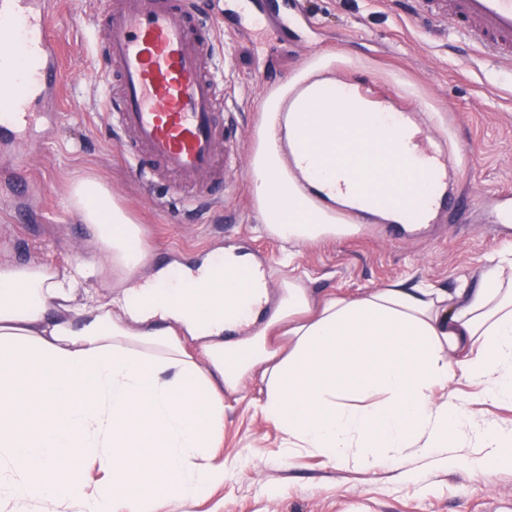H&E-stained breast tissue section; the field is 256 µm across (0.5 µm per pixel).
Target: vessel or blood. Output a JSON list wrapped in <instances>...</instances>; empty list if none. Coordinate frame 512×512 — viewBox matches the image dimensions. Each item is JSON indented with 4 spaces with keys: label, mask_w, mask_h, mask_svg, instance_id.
I'll return each instance as SVG.
<instances>
[{
    "label": "vessel or blood",
    "mask_w": 512,
    "mask_h": 512,
    "mask_svg": "<svg viewBox=\"0 0 512 512\" xmlns=\"http://www.w3.org/2000/svg\"><path fill=\"white\" fill-rule=\"evenodd\" d=\"M446 9L484 57L512 63V0H447ZM53 12V0H0V90L12 114L2 130L33 124L35 102L67 79ZM107 16L103 74L120 85L112 121L131 136L126 155L143 179L158 166L182 184L208 187L218 99L194 0H110Z\"/></svg>",
    "instance_id": "obj_1"
}]
</instances>
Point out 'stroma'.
I'll list each match as a JSON object with an SVG mask.
<instances>
[{"instance_id": "obj_1", "label": "stroma", "mask_w": 512, "mask_h": 512, "mask_svg": "<svg viewBox=\"0 0 512 512\" xmlns=\"http://www.w3.org/2000/svg\"><path fill=\"white\" fill-rule=\"evenodd\" d=\"M236 3L201 0L213 18L218 129L240 155L207 195L176 187L168 174L150 183L137 178L99 107L107 14L92 0H56L60 58L73 79L40 105L29 138L0 136V264L62 268L87 257L85 226L64 204L78 174L103 182L140 224L151 253L143 278L233 249L260 263L273 289L301 276L318 297L354 296L395 280L452 292L476 283L487 257L512 255V233L493 219L501 195L512 192V77L500 65L464 44L424 0H305L307 24L282 32L269 27L245 40L235 35ZM317 71L408 114L422 129L421 147L443 142L469 153L470 171L449 183L461 214H435L398 241L381 221L304 246L263 233L248 169L264 104L294 76ZM446 392L474 424L512 428V405L478 401V387L462 379ZM245 393L246 401L224 413V484L194 512H512V468L472 473L470 448L460 449L456 468L430 471L415 485L389 472L332 468L305 451L282 459L281 433L247 404L258 397V385L247 383Z\"/></svg>"}]
</instances>
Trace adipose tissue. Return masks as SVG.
<instances>
[{
    "label": "adipose tissue",
    "instance_id": "1",
    "mask_svg": "<svg viewBox=\"0 0 512 512\" xmlns=\"http://www.w3.org/2000/svg\"><path fill=\"white\" fill-rule=\"evenodd\" d=\"M306 85L281 114L270 98L249 162L264 231L306 245L350 233L289 178L281 138L327 201L373 202L403 220L396 185L427 164L418 131L392 134L387 105L336 101ZM407 152L413 167L398 169ZM66 205L91 252L69 269L0 265V512H191L223 485L224 411L259 384L253 407L331 465L452 467L470 434L474 470L512 467V428L478 427L436 388L462 377L512 400V258H490L476 286L399 281L354 297L314 298L300 279L271 294L248 255L216 253L183 274L135 278L149 249L140 225L99 181L79 177ZM91 278L118 279L116 295Z\"/></svg>",
    "mask_w": 512,
    "mask_h": 512
}]
</instances>
